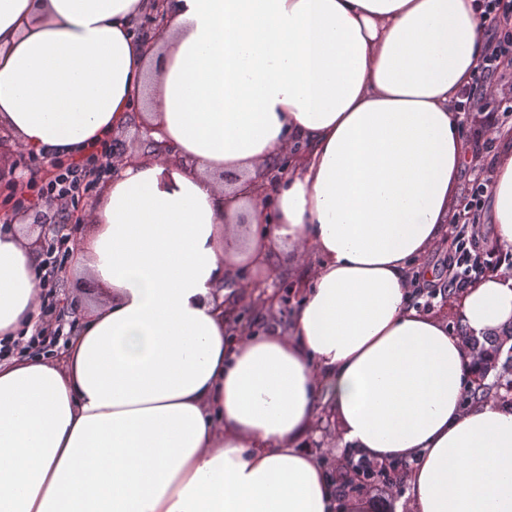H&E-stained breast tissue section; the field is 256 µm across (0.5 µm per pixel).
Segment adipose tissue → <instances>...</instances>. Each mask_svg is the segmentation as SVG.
I'll list each match as a JSON object with an SVG mask.
<instances>
[{"mask_svg":"<svg viewBox=\"0 0 512 512\" xmlns=\"http://www.w3.org/2000/svg\"><path fill=\"white\" fill-rule=\"evenodd\" d=\"M0 0V128L46 160L145 121L76 256L108 301L61 362L0 360V512H333L305 442L411 467L413 512H512V408L464 405L463 341L409 300L447 243L477 0ZM304 151L284 178L290 144ZM512 251V146L490 189ZM318 260L288 330L229 315L278 251ZM42 260L0 229V342L30 339ZM470 336L512 325V274L473 280ZM329 414V424L326 432H321L313 428L310 433L308 440L316 441L323 445L322 448H312L317 446L314 443L309 442V448H312L314 456L325 463L330 475L336 476V467L342 463H346V455H354V453H347L345 445L342 444V432L340 423L337 416L333 412H327Z\"/></svg>","mask_w":512,"mask_h":512,"instance_id":"1","label":"adipose tissue"}]
</instances>
